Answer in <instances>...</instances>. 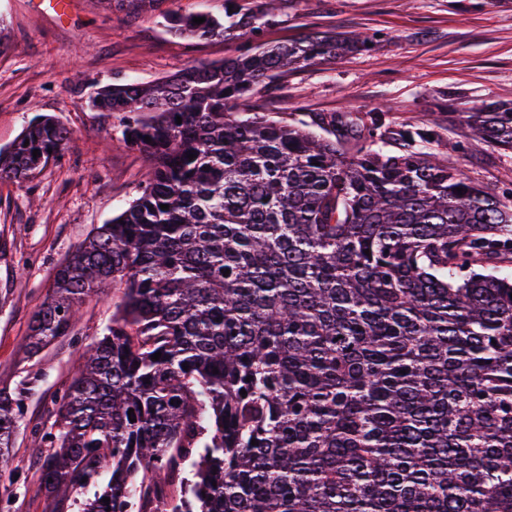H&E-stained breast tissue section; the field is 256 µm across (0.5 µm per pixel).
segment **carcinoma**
<instances>
[{
	"instance_id": "carcinoma-1",
	"label": "carcinoma",
	"mask_w": 512,
	"mask_h": 512,
	"mask_svg": "<svg viewBox=\"0 0 512 512\" xmlns=\"http://www.w3.org/2000/svg\"><path fill=\"white\" fill-rule=\"evenodd\" d=\"M166 22L206 39L257 17ZM367 43L311 35L91 97L127 114L151 168L32 317L38 348L92 294L121 293L47 409L54 512L91 485L82 512H512V206L415 148L428 128L403 127L399 153L352 152L350 120L250 111L291 66ZM466 121L512 150V107ZM69 136L36 118L0 149V179L41 171ZM19 407L0 391V449Z\"/></svg>"
}]
</instances>
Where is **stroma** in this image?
<instances>
[{
  "mask_svg": "<svg viewBox=\"0 0 512 512\" xmlns=\"http://www.w3.org/2000/svg\"><path fill=\"white\" fill-rule=\"evenodd\" d=\"M225 0H71L57 16L46 0H0V148L35 118L53 115L73 133L39 173L0 180V389L22 395L14 444L0 485V512H52L32 476L49 445L44 410L61 395L84 346L112 322L111 290L92 297L72 336L27 352L29 325L56 267L97 226L127 209L149 167L123 142L125 115L95 112L89 100L109 83H152L243 46H274L326 32H361L369 50L288 70L253 101L283 118L351 115L359 126L381 114L375 146L403 148L405 125L432 129L427 151L512 201V152L467 126L476 101L512 102V0H277L265 24L233 39H183L167 14L220 15Z\"/></svg>",
  "mask_w": 512,
  "mask_h": 512,
  "instance_id": "obj_1",
  "label": "stroma"
}]
</instances>
